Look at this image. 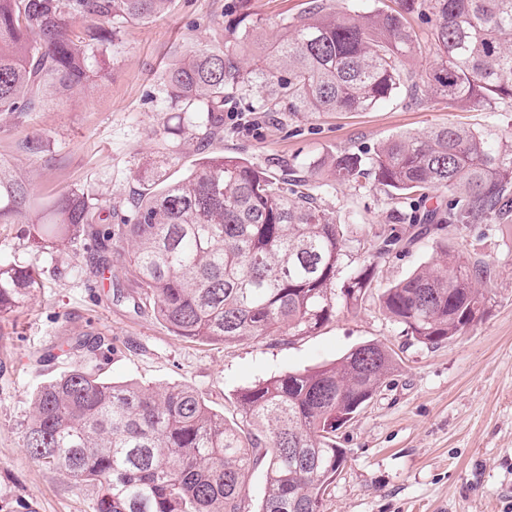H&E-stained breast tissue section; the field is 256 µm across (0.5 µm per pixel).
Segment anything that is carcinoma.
<instances>
[{
  "mask_svg": "<svg viewBox=\"0 0 512 512\" xmlns=\"http://www.w3.org/2000/svg\"><path fill=\"white\" fill-rule=\"evenodd\" d=\"M171 0H0V114L35 111L48 88L91 80L92 62L126 24L155 18ZM397 8L331 10L326 0L284 23L270 49L245 68L257 38L247 0L222 46L174 59L163 102L178 122L165 133L196 147L183 178L148 185L130 213L72 191L37 202L0 160V224H25L37 247L61 251L82 236L113 253L139 300L175 335L235 343L315 333L354 310L378 287L393 253L444 224L512 223V137L448 123L402 133L371 152H338L308 163L326 181L383 187L413 209L412 222L358 234L318 203L309 180L275 174L207 147L224 133V106L254 85L271 87L269 112H366L407 88L424 86L446 107L512 105V0H396ZM436 17L430 48L437 66L418 83L406 70L418 49L409 23ZM448 201L419 212L426 190ZM44 271L0 259V314L24 304ZM491 264L439 246L434 263L386 287L383 313L424 345L466 333L488 310ZM94 361L72 366L31 396L24 448L38 462L97 489L95 512H246L243 491L258 468L256 512H322L346 461L336 431L354 420L396 365L369 342L334 363L287 372L244 388L235 402L244 431L185 385L114 382L95 360L110 344L77 338Z\"/></svg>",
  "mask_w": 512,
  "mask_h": 512,
  "instance_id": "1",
  "label": "carcinoma"
}]
</instances>
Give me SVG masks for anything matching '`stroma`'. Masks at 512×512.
Segmentation results:
<instances>
[{
  "label": "stroma",
  "mask_w": 512,
  "mask_h": 512,
  "mask_svg": "<svg viewBox=\"0 0 512 512\" xmlns=\"http://www.w3.org/2000/svg\"><path fill=\"white\" fill-rule=\"evenodd\" d=\"M306 3L249 0L263 36L248 56L260 54ZM236 5L172 0L163 15L127 25L101 60L102 78L49 95L24 117L0 116V159L38 198L84 191L122 214L157 163L171 179L183 177L197 154L163 132L171 116L159 95L163 69L194 45L223 43ZM265 102L256 87L225 105L216 152L273 168L369 151L391 136L448 122L512 133L511 107L451 112L427 94L415 102L402 92L368 112H268ZM33 134L48 142L38 156L22 148ZM317 194L337 220L363 231L394 225V202L382 188L339 184ZM440 242L495 267L489 310L465 335L419 344L372 299L309 336L227 346L176 336L151 310L116 298L110 281L85 268L88 237L53 254L35 247L23 225L0 224V258L46 271L43 288L18 311L0 315V512H94L93 489L33 459L23 431L36 386L81 359L67 337L98 334L114 346L103 364L109 378L186 385L228 417L242 388L333 363L368 341L384 343L396 367L355 421L336 433L346 462L324 496V512H512V224L443 227L436 240L388 258L383 284L430 265Z\"/></svg>",
  "instance_id": "1"
}]
</instances>
